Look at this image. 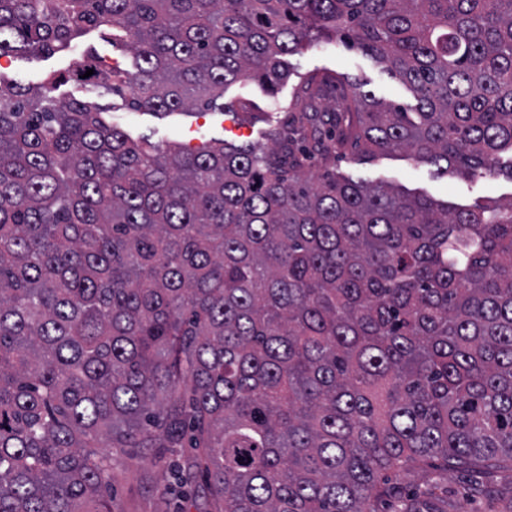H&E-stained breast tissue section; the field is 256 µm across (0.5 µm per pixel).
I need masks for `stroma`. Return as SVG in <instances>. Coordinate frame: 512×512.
<instances>
[{
    "mask_svg": "<svg viewBox=\"0 0 512 512\" xmlns=\"http://www.w3.org/2000/svg\"><path fill=\"white\" fill-rule=\"evenodd\" d=\"M93 53L101 60L133 69L131 51L113 46L104 29L89 31L75 47L51 55L17 53L0 60V82L39 86L51 74L68 71L75 56ZM289 76L275 92L242 81L224 92V109L215 112L152 113L130 110L126 97L92 94L77 81L60 85L58 96L93 98L103 115L135 138L154 143L175 141L190 149L224 140L245 144L263 140L268 129L285 127V108L301 76L318 73L347 77L365 83L377 98L414 105L409 89L391 78L381 66L338 42H322L286 56ZM331 170L356 181L387 179L410 190L425 191L439 200L470 204L477 200L512 197V182L505 178L467 180L436 174L434 166L396 153L372 162L347 153L331 162ZM180 448H116L112 451L113 499L120 512H176L180 489L171 476L169 463L182 459ZM448 489V512H498L500 498L512 494V466L493 469H435L426 474L415 467L389 472L390 483L419 493L427 489L428 477Z\"/></svg>",
    "mask_w": 512,
    "mask_h": 512,
    "instance_id": "stroma-1",
    "label": "stroma"
}]
</instances>
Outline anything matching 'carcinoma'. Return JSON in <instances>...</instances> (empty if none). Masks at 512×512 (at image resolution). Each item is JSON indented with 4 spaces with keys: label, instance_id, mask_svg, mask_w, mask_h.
<instances>
[{
    "label": "carcinoma",
    "instance_id": "obj_1",
    "mask_svg": "<svg viewBox=\"0 0 512 512\" xmlns=\"http://www.w3.org/2000/svg\"><path fill=\"white\" fill-rule=\"evenodd\" d=\"M108 27L141 112L224 109L335 39L416 104L312 74L293 134L134 139L64 77L0 82V512H116L98 448H193L180 512H446L381 472L512 463V197L311 182L347 148L512 181V0H0V56Z\"/></svg>",
    "mask_w": 512,
    "mask_h": 512
}]
</instances>
